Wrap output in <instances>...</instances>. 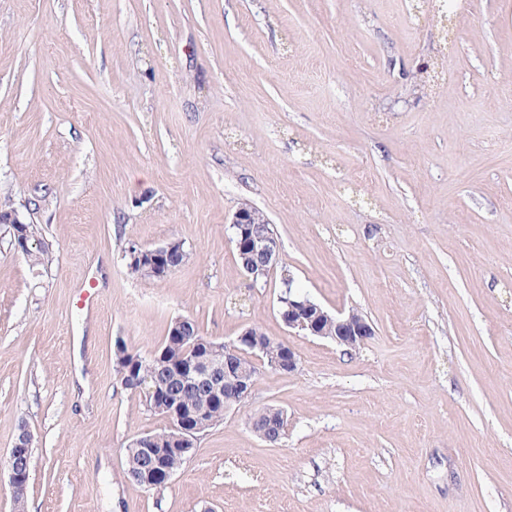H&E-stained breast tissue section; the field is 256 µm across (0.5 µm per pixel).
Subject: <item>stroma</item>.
<instances>
[{
  "mask_svg": "<svg viewBox=\"0 0 512 512\" xmlns=\"http://www.w3.org/2000/svg\"><path fill=\"white\" fill-rule=\"evenodd\" d=\"M0 0V512H512V0ZM435 69L424 72L426 64ZM280 241L253 286L229 223ZM181 240L160 280L130 244ZM375 333L289 329L280 270ZM291 348L163 491L125 447L165 428L115 380L176 317ZM288 416L272 445L255 410ZM33 437L26 425L20 427L15 442L3 465L8 471L9 481L18 504L19 495L25 490L32 460Z\"/></svg>",
  "mask_w": 512,
  "mask_h": 512,
  "instance_id": "obj_1",
  "label": "stroma"
}]
</instances>
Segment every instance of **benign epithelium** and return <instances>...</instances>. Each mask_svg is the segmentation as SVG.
Instances as JSON below:
<instances>
[{
    "instance_id": "1",
    "label": "benign epithelium",
    "mask_w": 512,
    "mask_h": 512,
    "mask_svg": "<svg viewBox=\"0 0 512 512\" xmlns=\"http://www.w3.org/2000/svg\"><path fill=\"white\" fill-rule=\"evenodd\" d=\"M267 216L258 212V208L249 203L241 204L232 216V242L237 255L242 259V266L258 284L269 276L276 267L280 256V243L274 230L268 227ZM182 241L170 239L161 245L132 247L129 249L131 266L138 268L143 276L154 275L165 268V272L174 271L167 266L168 258L181 256ZM281 317L291 329L311 336L330 339L346 350H355L374 335L372 323L359 312L351 310L347 313L333 314L306 296L288 292V298H279ZM255 328L245 329L236 340L220 345H211L202 355L190 357L178 367L166 371L169 378L183 388L203 390L210 396L222 397L224 390L229 389L243 400L251 397L256 378L255 367L266 362L283 373H292L298 367L293 351L281 357L264 360V342L257 338ZM165 418L172 429L178 431L174 443L180 446L179 452L192 456L200 437L211 427V422L197 414L195 425L188 429L181 425L182 406L167 400ZM33 437L29 428L20 427L15 442L4 461L9 481L15 495H20L26 488L32 460Z\"/></svg>"
}]
</instances>
